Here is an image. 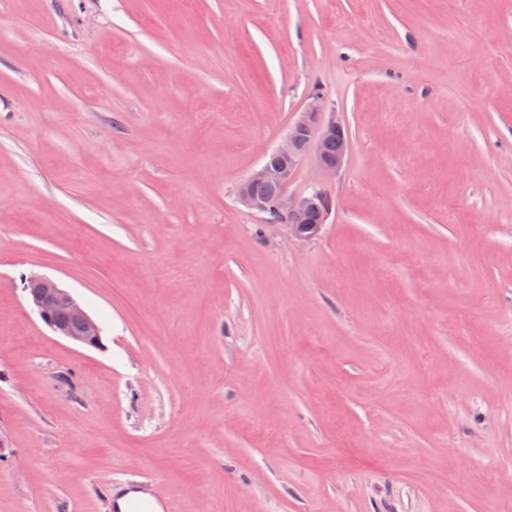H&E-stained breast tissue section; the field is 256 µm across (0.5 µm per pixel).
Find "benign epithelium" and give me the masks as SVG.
Listing matches in <instances>:
<instances>
[{
	"label": "benign epithelium",
	"mask_w": 512,
	"mask_h": 512,
	"mask_svg": "<svg viewBox=\"0 0 512 512\" xmlns=\"http://www.w3.org/2000/svg\"><path fill=\"white\" fill-rule=\"evenodd\" d=\"M325 97L318 93L310 104L298 113L289 126L281 144L263 154L260 164L236 187V199L247 209L260 215L277 213L285 222L288 236L295 239H310L320 233L328 208L321 189L313 188L301 195L288 191L301 161L312 143H317L316 163L328 175H334L343 166L350 142L345 127L332 118L324 119ZM342 143V150L329 154L325 150L333 140ZM259 185H272L279 189L274 201L257 195ZM27 287L31 288L29 300L40 319L57 335L87 347L101 346V331L95 321L84 310L71 292L44 276H32ZM67 312L69 320L57 319V311Z\"/></svg>",
	"instance_id": "obj_1"
}]
</instances>
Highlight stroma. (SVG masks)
I'll return each mask as SVG.
<instances>
[{
  "label": "stroma",
  "instance_id": "stroma-1",
  "mask_svg": "<svg viewBox=\"0 0 512 512\" xmlns=\"http://www.w3.org/2000/svg\"><path fill=\"white\" fill-rule=\"evenodd\" d=\"M317 89L303 241L235 188ZM0 427V512H512V0H0ZM27 288H34L29 293V300L40 319L58 336L87 347L98 348L102 345L98 325L71 292L44 276H31ZM59 309L67 312V322L57 319ZM74 326L77 328L74 329Z\"/></svg>",
  "mask_w": 512,
  "mask_h": 512
}]
</instances>
